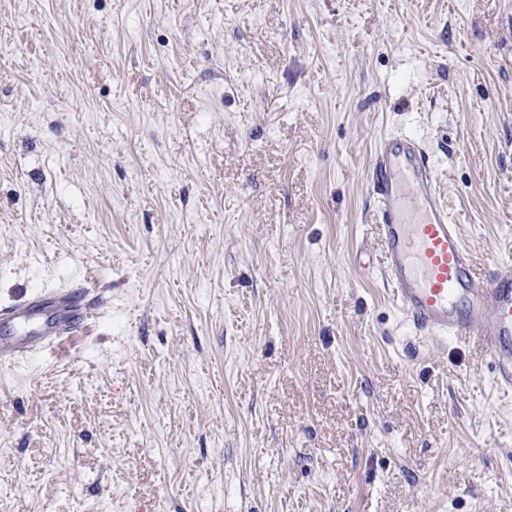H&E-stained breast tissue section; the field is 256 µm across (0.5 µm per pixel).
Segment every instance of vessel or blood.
I'll use <instances>...</instances> for the list:
<instances>
[{
    "label": "vessel or blood",
    "mask_w": 512,
    "mask_h": 512,
    "mask_svg": "<svg viewBox=\"0 0 512 512\" xmlns=\"http://www.w3.org/2000/svg\"><path fill=\"white\" fill-rule=\"evenodd\" d=\"M379 202L385 273L405 315L419 329L480 343L498 373L512 383V272L478 276L458 225L438 188L421 143L404 134L379 138L370 165ZM96 298L89 288L50 291L0 310V320L30 319L52 308L58 320L40 335L0 340V360L60 342L80 327Z\"/></svg>",
    "instance_id": "vessel-or-blood-1"
}]
</instances>
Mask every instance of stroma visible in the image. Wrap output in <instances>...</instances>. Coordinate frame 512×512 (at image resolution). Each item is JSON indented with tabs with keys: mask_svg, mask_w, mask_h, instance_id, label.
<instances>
[{
	"mask_svg": "<svg viewBox=\"0 0 512 512\" xmlns=\"http://www.w3.org/2000/svg\"><path fill=\"white\" fill-rule=\"evenodd\" d=\"M426 149L512 266V0H0V512H512V388L393 298L367 168ZM99 301L101 297L92 296L89 288L81 287L74 290L50 291L35 301L2 309L0 320L16 318L24 322L32 317L31 314L38 307L55 309L59 319L36 337L21 341L0 340V360L6 361L19 353L60 342L64 335H69L84 323L91 307Z\"/></svg>",
	"mask_w": 512,
	"mask_h": 512,
	"instance_id": "stroma-1",
	"label": "stroma"
}]
</instances>
